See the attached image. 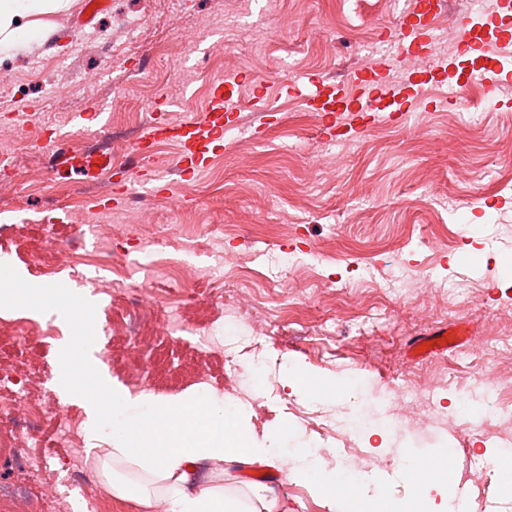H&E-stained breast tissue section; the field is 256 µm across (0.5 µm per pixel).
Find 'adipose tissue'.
<instances>
[{
	"instance_id": "1",
	"label": "adipose tissue",
	"mask_w": 512,
	"mask_h": 512,
	"mask_svg": "<svg viewBox=\"0 0 512 512\" xmlns=\"http://www.w3.org/2000/svg\"><path fill=\"white\" fill-rule=\"evenodd\" d=\"M75 0H0V54L17 47L49 49L57 17L71 13ZM28 305L56 314L68 328L59 343L55 384L66 399L81 404L92 440L91 466L114 497L149 507L163 502L169 512H288L287 502L268 497L264 488L247 485L235 496L224 487L225 463L260 464L290 480L307 484L328 508L353 506L368 486L338 483V472L324 463L295 464L281 447L280 435L257 436L246 428L250 411L226 405L208 391L161 399L131 395L111 381L94 355V329L87 295L70 288H11L0 281V309ZM213 467L209 485L193 484L201 463ZM423 482L403 512H454L449 490L459 468L447 455L418 462Z\"/></svg>"
}]
</instances>
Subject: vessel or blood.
I'll return each mask as SVG.
<instances>
[{"label":"vessel or blood","mask_w":512,"mask_h":512,"mask_svg":"<svg viewBox=\"0 0 512 512\" xmlns=\"http://www.w3.org/2000/svg\"><path fill=\"white\" fill-rule=\"evenodd\" d=\"M445 10V0H410L397 24L384 36L385 48L372 66L358 69L340 81L309 74L305 83L286 82L288 95L300 100L308 110L321 113L320 134L327 140L334 139L343 127L364 132L380 118L403 125L414 105L426 99L428 80L413 74L404 81L392 82L391 63L413 61L429 64L433 69H447V61L436 54L439 19ZM458 51L480 61L476 77L486 88L511 82L512 0H498L492 11L462 16ZM265 94L266 87L262 84L255 87L252 96L243 97L233 82L217 81L206 109L176 124L163 118L164 113L173 110L175 100L158 97L154 109L162 117L141 130L130 153L142 159L154 153L159 144L173 142L178 146L179 173L184 176L202 173L223 153L227 134L240 128L242 112L251 110L274 117L275 110L266 103Z\"/></svg>","instance_id":"1"}]
</instances>
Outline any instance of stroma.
Masks as SVG:
<instances>
[{"label": "stroma", "instance_id": "35a3bbf8", "mask_svg": "<svg viewBox=\"0 0 512 512\" xmlns=\"http://www.w3.org/2000/svg\"><path fill=\"white\" fill-rule=\"evenodd\" d=\"M397 10L379 0H110L107 10L82 24L81 8L58 18L52 52L19 50L0 58L17 86L0 92V134L23 155L20 197H0V276L88 291L98 298L92 316L96 342L110 376L131 394L168 396L199 388L245 405L256 433L284 431L282 445L298 462L322 460L358 482L376 483L388 507L409 497L401 476L404 459L418 460L454 448L461 461L453 490L475 512H512V496L490 455L504 443L485 431L480 413L451 406L485 364L489 390L482 405H512V181L501 169L512 163V83L486 90L470 80L468 107L441 97L436 81L408 122H379L364 134L326 143L280 82L309 72L338 81L370 66L384 28ZM126 27L128 41L110 43ZM196 30L181 55L157 58L155 48ZM242 77L240 95L256 80L279 110L262 142L232 141L210 168L174 176V198L191 202L185 215L202 214L223 230L209 250L196 244L197 225L182 224L170 201L146 196L147 224L112 228V257L128 273L119 282L112 267L88 261L72 274L61 255L52 276L38 274L36 247L69 241L93 251L88 228L100 211L87 193L95 174L48 173L45 151L27 130L52 124L71 133L70 116L103 106L109 121L87 129L98 147L120 131L119 111L164 94L194 97L182 121L201 111L219 78ZM25 103L22 118L11 114ZM159 239L157 250L139 240ZM240 257L227 266L225 255ZM149 283L136 301L163 317L170 295L191 313L192 330L172 339L157 327L148 341L112 333V313L129 307L126 283ZM235 290L236 315L221 301ZM1 321L50 329L32 358L43 372L39 393H52L63 328L30 308L0 311ZM453 322L469 333L461 345L419 356L412 337ZM349 385L339 401L312 400L284 386L285 369ZM448 386L431 408L380 400L379 392L412 379ZM229 488L262 477L290 512H328L322 500L283 473L259 464L231 468Z\"/></svg>", "mask_w": 512, "mask_h": 512}]
</instances>
